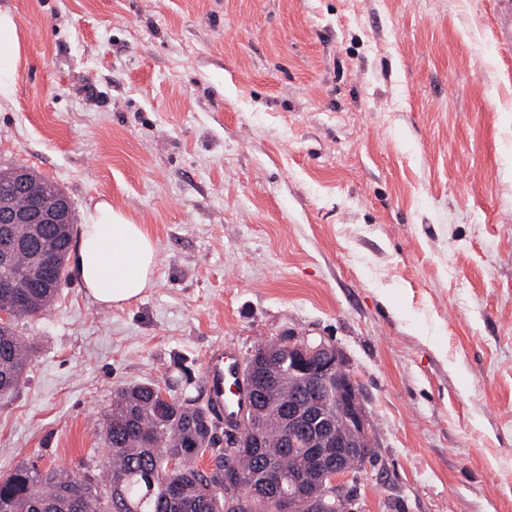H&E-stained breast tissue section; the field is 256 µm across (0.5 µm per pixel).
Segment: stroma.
<instances>
[{
	"label": "stroma",
	"instance_id": "obj_1",
	"mask_svg": "<svg viewBox=\"0 0 512 512\" xmlns=\"http://www.w3.org/2000/svg\"><path fill=\"white\" fill-rule=\"evenodd\" d=\"M23 31L0 166L101 199L155 286L68 277L22 323L0 475L106 474L115 391L206 403L203 356L332 340L373 457L353 512H512V45L495 0H0Z\"/></svg>",
	"mask_w": 512,
	"mask_h": 512
}]
</instances>
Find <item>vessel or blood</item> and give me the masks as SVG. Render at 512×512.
<instances>
[{
    "instance_id": "obj_1",
    "label": "vessel or blood",
    "mask_w": 512,
    "mask_h": 512,
    "mask_svg": "<svg viewBox=\"0 0 512 512\" xmlns=\"http://www.w3.org/2000/svg\"><path fill=\"white\" fill-rule=\"evenodd\" d=\"M235 352L213 346L204 356L207 406L213 418L238 420L249 405V393Z\"/></svg>"
}]
</instances>
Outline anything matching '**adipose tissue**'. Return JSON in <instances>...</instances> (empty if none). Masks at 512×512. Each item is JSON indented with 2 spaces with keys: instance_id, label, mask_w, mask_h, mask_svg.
I'll list each match as a JSON object with an SVG mask.
<instances>
[{
  "instance_id": "1",
  "label": "adipose tissue",
  "mask_w": 512,
  "mask_h": 512,
  "mask_svg": "<svg viewBox=\"0 0 512 512\" xmlns=\"http://www.w3.org/2000/svg\"><path fill=\"white\" fill-rule=\"evenodd\" d=\"M21 53L15 14L0 7V104L12 96ZM156 260L154 240L111 202L98 201L88 211L73 271L92 303L120 306L142 299L154 286Z\"/></svg>"
}]
</instances>
